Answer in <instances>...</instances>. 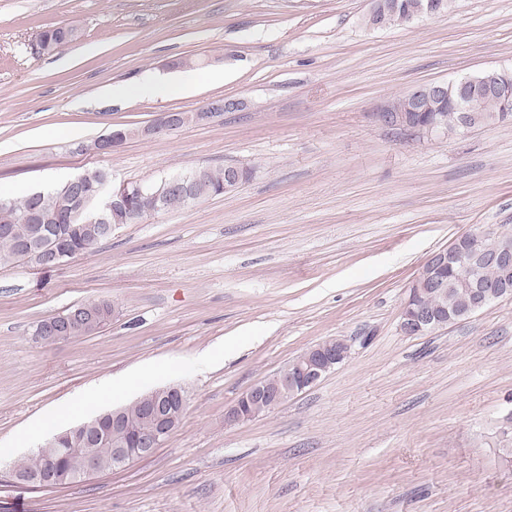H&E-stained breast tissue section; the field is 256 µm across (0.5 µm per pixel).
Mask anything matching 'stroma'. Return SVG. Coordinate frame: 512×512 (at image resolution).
<instances>
[{
    "label": "stroma",
    "mask_w": 512,
    "mask_h": 512,
    "mask_svg": "<svg viewBox=\"0 0 512 512\" xmlns=\"http://www.w3.org/2000/svg\"><path fill=\"white\" fill-rule=\"evenodd\" d=\"M369 0H0V187L12 196L92 168L147 182L194 165L252 170L236 192L134 224L45 272L0 267V468L14 436L90 384L112 407L179 384L180 426L145 460L67 487L0 480V512H512V299L426 336L399 330L405 290L457 236L512 228V124L412 137L378 118L416 86L512 69V0L370 28ZM74 24L79 39L30 42ZM69 66H61L62 58ZM224 81L126 103L108 84L177 58ZM240 110L109 155L116 127ZM105 300L93 336L35 341L36 323ZM350 358L251 421L224 411L330 338ZM222 349L215 362L199 355Z\"/></svg>",
    "instance_id": "1"
}]
</instances>
